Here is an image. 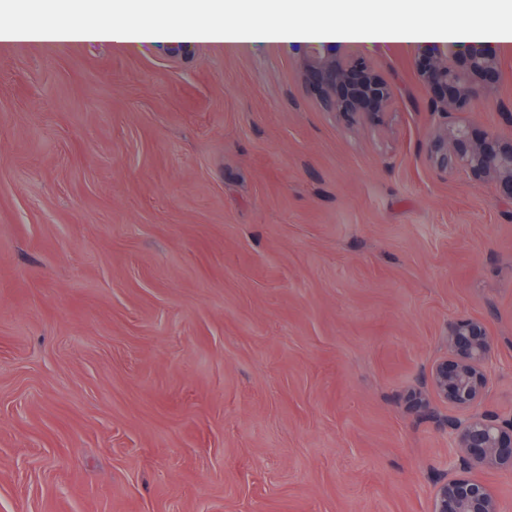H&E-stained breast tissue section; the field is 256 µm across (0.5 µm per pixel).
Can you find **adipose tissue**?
I'll use <instances>...</instances> for the list:
<instances>
[{
	"instance_id": "1",
	"label": "adipose tissue",
	"mask_w": 512,
	"mask_h": 512,
	"mask_svg": "<svg viewBox=\"0 0 512 512\" xmlns=\"http://www.w3.org/2000/svg\"><path fill=\"white\" fill-rule=\"evenodd\" d=\"M60 22L34 25H0L5 43L64 46L87 41L121 45L142 33L139 19L157 15L155 33L176 37L181 44L242 51L262 45L272 51L288 44L315 40L339 51H349L363 42L380 44L385 50L414 51L429 44L487 48L496 52L512 47V25H475L472 9L457 6L445 26L427 22L434 0H389L385 12L370 6L371 0H322L324 9L336 11L337 19L323 24L299 23L292 0H265L272 18L264 24L251 21L258 0H235L236 23L221 22L224 0H89L82 7L64 6L63 0H47Z\"/></svg>"
}]
</instances>
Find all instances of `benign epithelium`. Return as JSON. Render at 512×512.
Instances as JSON below:
<instances>
[{
  "label": "benign epithelium",
  "mask_w": 512,
  "mask_h": 512,
  "mask_svg": "<svg viewBox=\"0 0 512 512\" xmlns=\"http://www.w3.org/2000/svg\"><path fill=\"white\" fill-rule=\"evenodd\" d=\"M501 65L489 49L433 53L419 77L432 95L430 159L445 173L467 168L475 176L512 190V140L500 142L492 131L480 132L460 119L474 103L486 98ZM322 80L335 93L327 108L361 125H375L396 93L380 76L350 54L320 60ZM446 353L431 365L428 392H410L413 405L429 411L436 402L448 406L443 423L458 449L456 474L434 489L433 512H501L492 485L473 474L496 470L512 474V416L502 418L481 410L491 391L492 343L484 321L465 317L448 323Z\"/></svg>",
  "instance_id": "7a95c632"
}]
</instances>
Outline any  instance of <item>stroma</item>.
<instances>
[{"label":"stroma","instance_id":"stroma-1","mask_svg":"<svg viewBox=\"0 0 512 512\" xmlns=\"http://www.w3.org/2000/svg\"><path fill=\"white\" fill-rule=\"evenodd\" d=\"M358 52L378 132L313 43L0 42V512H432L457 450L407 394L461 317L512 414V197L430 163L417 54ZM320 75L333 87L332 97L326 102L327 108L339 116H350L361 125H376L380 115L396 97L390 84L368 72L363 62L350 54L321 58ZM348 101L353 106H348Z\"/></svg>","mask_w":512,"mask_h":512}]
</instances>
